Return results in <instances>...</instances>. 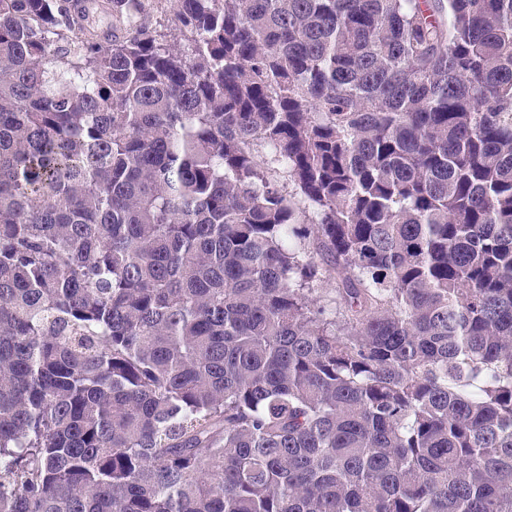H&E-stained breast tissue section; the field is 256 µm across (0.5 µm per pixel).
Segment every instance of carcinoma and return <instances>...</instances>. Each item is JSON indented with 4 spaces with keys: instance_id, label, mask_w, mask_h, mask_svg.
I'll return each instance as SVG.
<instances>
[{
    "instance_id": "obj_1",
    "label": "carcinoma",
    "mask_w": 512,
    "mask_h": 512,
    "mask_svg": "<svg viewBox=\"0 0 512 512\" xmlns=\"http://www.w3.org/2000/svg\"><path fill=\"white\" fill-rule=\"evenodd\" d=\"M174 10L0 0V512H512V0ZM144 12L149 20L161 25L172 36L177 37L181 48L187 51L188 43L181 40L178 25L174 20L172 4L170 0H144Z\"/></svg>"
}]
</instances>
